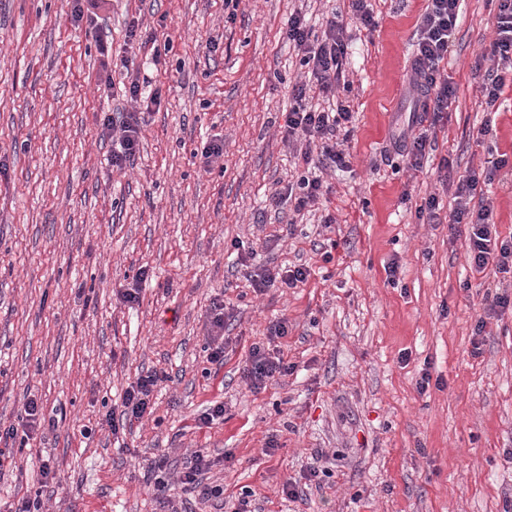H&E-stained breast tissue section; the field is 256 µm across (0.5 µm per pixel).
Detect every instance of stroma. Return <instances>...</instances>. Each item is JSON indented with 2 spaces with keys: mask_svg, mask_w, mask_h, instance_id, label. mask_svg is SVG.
Returning <instances> with one entry per match:
<instances>
[{
  "mask_svg": "<svg viewBox=\"0 0 512 512\" xmlns=\"http://www.w3.org/2000/svg\"><path fill=\"white\" fill-rule=\"evenodd\" d=\"M368 5L373 31L346 26L347 87L332 101L310 91L316 107L352 112V166L327 171L323 205L298 218L285 193L302 169L282 130L308 69L281 34L295 9L317 31L348 0H110L77 23L72 0H0V425L30 397L44 418L9 443L0 512L25 494L43 512H228L246 490L254 512H512V308L471 354L485 294H511L512 279L475 272L451 240L438 170L444 157L459 176L506 155L490 196L512 237L511 88L492 138H471L486 117L471 70L494 6L465 0L444 62L456 98L417 171L396 168L391 143L417 118L407 86L427 2ZM133 24L155 43L127 61ZM130 72L160 104L133 164L117 167L100 129L130 108ZM213 140L224 155L209 163ZM433 193L440 221L421 223ZM299 264L311 276L296 288L259 295L247 281ZM128 288L138 303L121 300ZM218 305L220 366L207 335ZM281 317L294 370L251 389L243 362ZM148 370L164 376L152 413L112 432L107 412ZM217 403L223 418L202 425ZM197 450L223 499L181 483ZM313 470L305 496L283 495Z\"/></svg>",
  "mask_w": 512,
  "mask_h": 512,
  "instance_id": "35a3bbf8",
  "label": "stroma"
}]
</instances>
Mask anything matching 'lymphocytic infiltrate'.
Masks as SVG:
<instances>
[{"label":"lymphocytic infiltrate","mask_w":512,"mask_h":512,"mask_svg":"<svg viewBox=\"0 0 512 512\" xmlns=\"http://www.w3.org/2000/svg\"><path fill=\"white\" fill-rule=\"evenodd\" d=\"M464 0H427L422 16L420 34L408 82L422 114L428 115L430 125L417 132L403 134L395 143L397 155L409 159L412 167H422L433 151L435 127L446 117L456 96L455 83L441 67L447 59L451 38L462 16ZM495 32L489 45L483 49L474 66L480 77V93L486 111H497V103L506 86H512V0H495ZM343 19L332 15L325 21L321 32H314L302 10H295L283 32L289 45L301 53L303 65L309 66L313 81L325 96H333L343 76V60L348 46L344 41ZM307 83L293 88V105L288 113L283 134L285 140L296 146V158L305 173L296 183L294 211L310 210L324 196V185L319 175L326 168H347L349 154L338 148V134L350 123L352 114L345 107L318 110L311 104ZM143 119L139 112H122L118 116H105L102 134L108 137L115 150L113 165L120 166L131 160L139 147ZM505 160L496 159L482 171H469L452 178L449 159H441L439 167L445 170L443 184L452 189L453 201L448 227L453 236H464L470 266L476 272L487 269L512 274V238H500L493 222V202L487 194ZM292 370L280 353L264 344H252L241 369L243 379L253 388L287 375ZM159 373L150 371L140 375L126 389L121 411H109L105 420L111 430H119L127 423L151 413V397L161 382Z\"/></svg>","instance_id":"lymphocytic-infiltrate-1"}]
</instances>
